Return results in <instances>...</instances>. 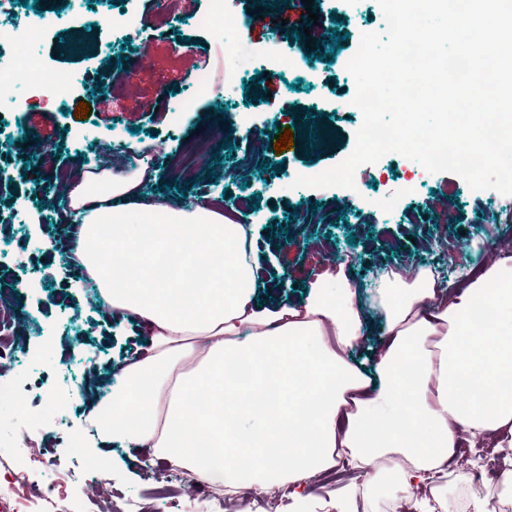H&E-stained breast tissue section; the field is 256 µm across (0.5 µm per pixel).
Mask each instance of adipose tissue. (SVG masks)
Masks as SVG:
<instances>
[{
    "label": "adipose tissue",
    "instance_id": "1",
    "mask_svg": "<svg viewBox=\"0 0 512 512\" xmlns=\"http://www.w3.org/2000/svg\"><path fill=\"white\" fill-rule=\"evenodd\" d=\"M145 176L85 172L69 195L75 254L111 313L150 331L145 355L114 370L101 441L261 494L345 456L362 471L403 459L396 482L408 493L462 434L512 447V255L435 308L431 271L381 270V345L372 363H357L350 354L369 327L344 264L289 301L251 225L143 198ZM482 309L489 317L476 320Z\"/></svg>",
    "mask_w": 512,
    "mask_h": 512
}]
</instances>
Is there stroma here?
Segmentation results:
<instances>
[{"label": "stroma", "instance_id": "stroma-1", "mask_svg": "<svg viewBox=\"0 0 512 512\" xmlns=\"http://www.w3.org/2000/svg\"><path fill=\"white\" fill-rule=\"evenodd\" d=\"M184 3L183 17L165 19L153 0H84L75 10L63 0H42V11L54 19L38 48L42 62L80 82L63 98H34L19 89L15 111L0 113V298L17 324L11 376L21 389L19 398L0 401V471L22 472L34 487L56 484L57 512H388L393 505L401 512H467L470 473L484 459L466 444L445 472L408 493L368 484L353 469L337 482L317 474L308 479L311 493L300 508L293 485L271 494L248 489L240 499L222 488L192 495L187 471L84 438L94 408L110 397L112 366L147 344L141 326L108 320L97 288L71 268L65 228L77 218L57 190L103 149L143 156L153 174L144 195L164 185L171 201L202 197L255 225L266 241L288 237L274 263L288 278L292 301L304 298L307 281L332 262L345 263L367 302L374 294L372 264L410 278L444 251L475 276L492 261L490 245L512 233V195L472 190L456 174L427 172L394 152L359 167L355 189L287 188L289 178L318 175L355 148L362 115L348 106L355 82L347 64L362 33L385 27L377 0H322L310 8L291 0L289 19L315 35L342 34V41L320 49L264 25L243 28L270 0H237L236 15L219 36L189 23L209 0ZM125 11L150 47L147 59L113 33ZM311 11L316 19H308ZM204 66L210 92L175 117L168 95L190 86ZM126 92L152 101L153 110L107 105L108 96ZM82 102L89 112L80 118ZM219 109L223 121L216 124L211 117ZM306 124L316 142L303 136ZM223 126L232 131V149L199 161L190 144L213 139ZM287 131L293 146L276 150L277 136ZM51 397L63 401L64 416L44 412ZM78 435L80 450L69 453L68 442ZM30 438L56 455V468L30 466L24 446ZM100 463L111 465L112 477L88 491L84 479ZM353 481L360 493L352 503L343 488Z\"/></svg>", "mask_w": 512, "mask_h": 512}]
</instances>
